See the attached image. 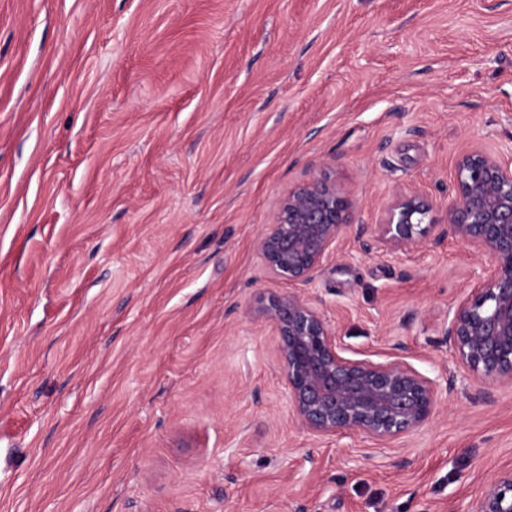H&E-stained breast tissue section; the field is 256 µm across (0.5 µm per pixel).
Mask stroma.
I'll list each match as a JSON object with an SVG mask.
<instances>
[{
	"mask_svg": "<svg viewBox=\"0 0 512 512\" xmlns=\"http://www.w3.org/2000/svg\"><path fill=\"white\" fill-rule=\"evenodd\" d=\"M512 151V0H0V512H453L512 469V387L456 378L382 451L300 429L255 242L320 164L356 220ZM482 262L347 238L312 288L424 375Z\"/></svg>",
	"mask_w": 512,
	"mask_h": 512,
	"instance_id": "stroma-1",
	"label": "stroma"
}]
</instances>
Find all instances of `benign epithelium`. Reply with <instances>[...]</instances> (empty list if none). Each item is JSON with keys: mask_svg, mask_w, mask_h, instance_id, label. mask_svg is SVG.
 I'll return each mask as SVG.
<instances>
[{"mask_svg": "<svg viewBox=\"0 0 512 512\" xmlns=\"http://www.w3.org/2000/svg\"><path fill=\"white\" fill-rule=\"evenodd\" d=\"M356 211L327 163L280 199L256 248L270 276L295 291L259 295L254 315L277 333L278 367L300 428L318 438L355 434L394 448L433 418L442 384L452 385L455 375L430 378L400 353L382 362L356 357L307 288L352 232L368 254L409 253L454 238L487 266L474 272L449 310L442 336L478 393L512 387V156L479 147L461 153L443 224L416 192L396 197L369 227L355 223ZM462 512H512V470L492 479Z\"/></svg>", "mask_w": 512, "mask_h": 512, "instance_id": "benign-epithelium-1", "label": "benign epithelium"}]
</instances>
